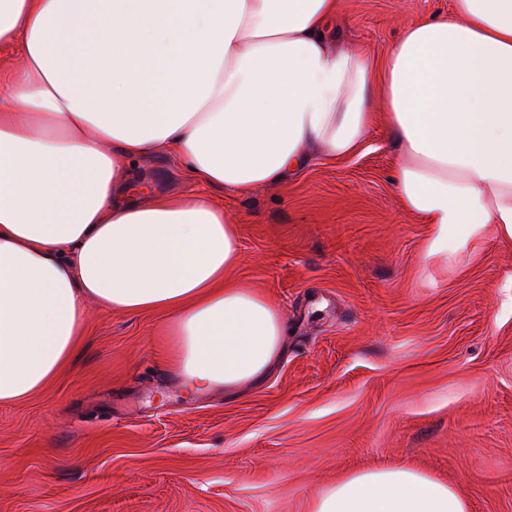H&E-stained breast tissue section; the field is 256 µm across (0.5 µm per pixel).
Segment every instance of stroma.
<instances>
[{
  "mask_svg": "<svg viewBox=\"0 0 512 512\" xmlns=\"http://www.w3.org/2000/svg\"><path fill=\"white\" fill-rule=\"evenodd\" d=\"M451 0H339L348 45L381 56ZM367 128L345 160L212 201L238 223L235 279L282 312L288 349L257 383L190 394L164 317L86 306L71 366L0 405V512H311L347 474L403 465L470 512H512V241L425 257L431 233ZM140 197L193 192L173 155L136 163Z\"/></svg>",
  "mask_w": 512,
  "mask_h": 512,
  "instance_id": "stroma-1",
  "label": "stroma"
}]
</instances>
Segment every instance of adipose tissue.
Segmentation results:
<instances>
[{"instance_id": "ef3b65f1", "label": "adipose tissue", "mask_w": 512, "mask_h": 512, "mask_svg": "<svg viewBox=\"0 0 512 512\" xmlns=\"http://www.w3.org/2000/svg\"><path fill=\"white\" fill-rule=\"evenodd\" d=\"M338 0H0V404L70 364L87 301L166 317L187 390L260 380L287 337L231 277L236 222L209 191L282 183L313 153L352 157L382 122L426 255L512 240V0H453L382 58L330 29ZM180 157L194 193L130 195L138 160ZM312 512H469L395 466L349 474Z\"/></svg>"}]
</instances>
